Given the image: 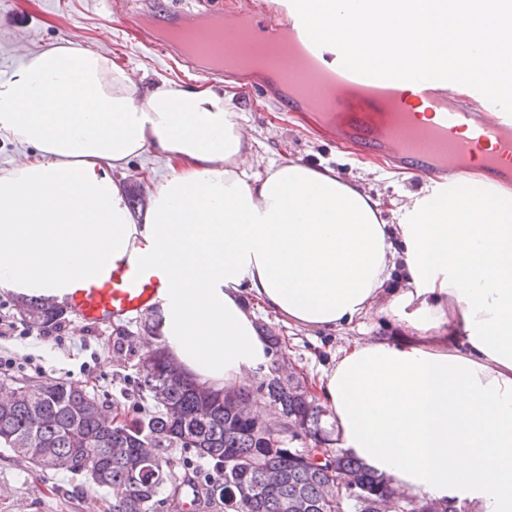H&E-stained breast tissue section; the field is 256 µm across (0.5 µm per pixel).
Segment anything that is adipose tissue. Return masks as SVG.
Segmentation results:
<instances>
[{
    "label": "adipose tissue",
    "instance_id": "1",
    "mask_svg": "<svg viewBox=\"0 0 512 512\" xmlns=\"http://www.w3.org/2000/svg\"><path fill=\"white\" fill-rule=\"evenodd\" d=\"M233 92L140 86L76 44L0 80V290L63 301L110 263L169 271L160 341L215 391L270 372L258 312L350 328L316 396L339 447L409 498L512 512V188L478 172L421 189L260 163ZM174 174L132 214L113 173ZM385 335H377V328ZM172 174V170L162 161L154 159L151 155H146L141 159L130 160L124 169L114 172L113 176L120 179L126 187V196L130 194H140V181L142 176H152L157 181H162ZM144 183V185L146 184Z\"/></svg>",
    "mask_w": 512,
    "mask_h": 512
}]
</instances>
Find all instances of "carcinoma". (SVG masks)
<instances>
[{"label":"carcinoma","instance_id":"cac0c4a2","mask_svg":"<svg viewBox=\"0 0 512 512\" xmlns=\"http://www.w3.org/2000/svg\"><path fill=\"white\" fill-rule=\"evenodd\" d=\"M30 329L45 330L65 320V309L42 297H25ZM173 363L162 347L148 350L138 363L133 384L144 405L132 417L113 422L112 409L85 389L35 375H7L20 394L0 402V448L48 474L68 470L84 474L99 488L112 492V512H154L166 487L177 497L188 487L207 507L224 512H291L290 502L304 500L305 512H372L371 503L390 493L387 481L357 459L324 448L323 460L304 443L326 442L325 410L296 388L262 377L253 391L241 389L238 400L256 403V418L234 411L232 401L216 394L207 415L199 413L204 396L197 383ZM28 389L25 396L21 390ZM274 404L298 431L272 435L260 420ZM174 405L173 417L167 405ZM149 448H183L209 458L216 466L208 478L177 482L176 469L189 470ZM349 478L335 497L326 486Z\"/></svg>","mask_w":512,"mask_h":512}]
</instances>
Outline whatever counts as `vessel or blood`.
Masks as SVG:
<instances>
[{
    "mask_svg": "<svg viewBox=\"0 0 512 512\" xmlns=\"http://www.w3.org/2000/svg\"><path fill=\"white\" fill-rule=\"evenodd\" d=\"M227 14L242 15L254 39L280 45L273 77L241 69L246 90L274 95L272 79L297 87L296 110L328 115L327 133L386 155L401 169L441 180L471 170L512 169V116L474 89L425 81L371 78L342 67L339 51L309 39L290 0H229ZM168 279L149 260L113 262L104 273L78 281L66 306L86 324L99 326L153 309Z\"/></svg>",
    "mask_w": 512,
    "mask_h": 512,
    "instance_id": "b4317fda",
    "label": "vessel or blood"
}]
</instances>
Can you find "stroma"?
Returning <instances> with one entry per match:
<instances>
[{"mask_svg": "<svg viewBox=\"0 0 512 512\" xmlns=\"http://www.w3.org/2000/svg\"><path fill=\"white\" fill-rule=\"evenodd\" d=\"M70 40L136 68L147 85L162 78L187 87L202 81L201 74L180 59L137 43L124 24L101 11L97 0H0V78L20 64L17 44L39 52ZM226 83L266 159L326 164L353 176L361 175L366 163L393 171L388 157L367 154L357 144L324 133L312 113L283 112L263 94L240 90L235 78ZM141 322L137 316L109 326H86L69 313L55 336L23 339L9 331L0 333V356L34 357L45 367L46 378L85 387L112 407L126 410L132 400L124 394V379L135 373L145 350ZM257 322L276 331L296 374L307 380L352 335L344 328L314 337L266 313L259 314ZM111 500L108 491L93 487L83 476L67 470L45 476L11 453L0 452V512H109Z\"/></svg>", "mask_w": 512, "mask_h": 512, "instance_id": "stroma-1", "label": "stroma"}]
</instances>
